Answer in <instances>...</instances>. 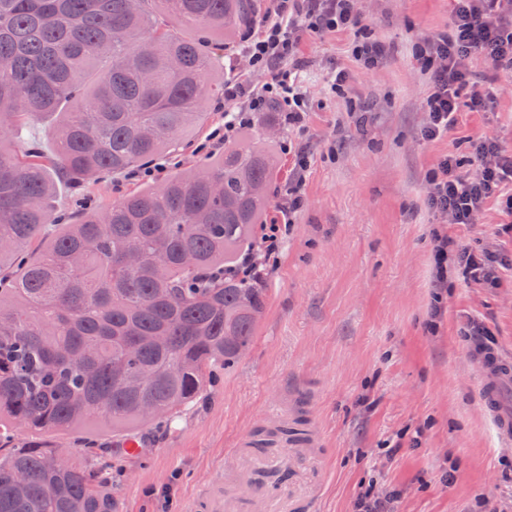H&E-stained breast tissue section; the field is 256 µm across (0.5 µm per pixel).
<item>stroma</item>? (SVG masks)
<instances>
[{"mask_svg":"<svg viewBox=\"0 0 512 512\" xmlns=\"http://www.w3.org/2000/svg\"><path fill=\"white\" fill-rule=\"evenodd\" d=\"M354 8L386 49L380 64L353 58L352 32L304 33L282 63L307 97L304 129L281 112L253 115V141L277 147L271 215L289 229L261 273L266 309L246 353L173 423L142 430L136 451L112 453V426L96 421L19 438L43 448L94 438L120 512H355L371 482L380 493L401 490L395 512H512V446L482 411L466 334L482 327L512 355V211L494 198L476 223L451 224L424 205L425 175L444 155L468 162L482 136L512 150V75L473 58L461 97L491 82L492 103L461 113L447 136L422 140L429 72L414 47L448 31L452 0H354ZM221 56L226 83L251 89L270 79L241 40ZM341 69L348 87L337 94L330 79ZM246 101L242 93L224 111L209 108L189 144L161 159L163 173L193 168L225 112ZM298 148L307 168L302 205L290 214L282 203ZM139 185L103 174L63 186L52 221L70 223L75 200L105 208ZM438 233L502 257L494 282L452 266L437 286ZM260 470L269 478L257 488Z\"/></svg>","mask_w":512,"mask_h":512,"instance_id":"obj_1","label":"stroma"}]
</instances>
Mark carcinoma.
<instances>
[{
	"label": "carcinoma",
	"instance_id": "1",
	"mask_svg": "<svg viewBox=\"0 0 512 512\" xmlns=\"http://www.w3.org/2000/svg\"><path fill=\"white\" fill-rule=\"evenodd\" d=\"M163 13L203 35L180 36ZM259 0H0V427L69 432L94 417L124 433L169 421L249 348L265 289L238 275L269 218L273 149L224 145L46 237L57 182L153 164L224 92V41ZM152 75L145 83L140 75ZM54 115V154L6 146ZM195 262L185 264V255ZM152 336L167 342L155 345ZM151 403L156 414L140 408ZM23 474L25 487L16 476ZM0 512H117L102 468L17 446L0 459Z\"/></svg>",
	"mask_w": 512,
	"mask_h": 512
}]
</instances>
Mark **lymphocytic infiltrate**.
I'll return each mask as SVG.
<instances>
[{
  "mask_svg": "<svg viewBox=\"0 0 512 512\" xmlns=\"http://www.w3.org/2000/svg\"><path fill=\"white\" fill-rule=\"evenodd\" d=\"M273 2V19L251 35L246 45L252 62L264 68L292 52L300 31L352 30L362 26L353 0ZM453 2L448 32L432 37L424 48L425 55L436 63L425 100L428 120L421 130L428 140L448 135L456 127L460 112L484 111L488 92L476 90L468 100L460 98L473 57H481L497 68L512 69V0ZM274 103L286 112L289 125L302 127L307 103L285 70L273 72L270 82L250 97L245 108L232 113L224 123L225 136H232L251 123L253 113L265 111ZM472 150V172L460 173L459 161L449 154L427 176V208L447 216L452 224L476 223L486 202L495 196L506 197L512 206V151L487 138L474 141Z\"/></svg>",
  "mask_w": 512,
  "mask_h": 512,
  "instance_id": "obj_1",
  "label": "lymphocytic infiltrate"
}]
</instances>
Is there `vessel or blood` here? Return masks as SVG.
<instances>
[{"label": "vessel or blood", "mask_w": 512, "mask_h": 512, "mask_svg": "<svg viewBox=\"0 0 512 512\" xmlns=\"http://www.w3.org/2000/svg\"><path fill=\"white\" fill-rule=\"evenodd\" d=\"M478 390L485 415L503 445L512 444V357L497 350L476 358Z\"/></svg>", "instance_id": "vessel-or-blood-1"}]
</instances>
